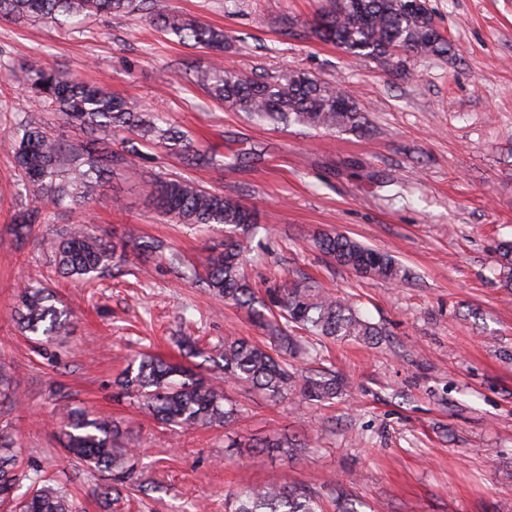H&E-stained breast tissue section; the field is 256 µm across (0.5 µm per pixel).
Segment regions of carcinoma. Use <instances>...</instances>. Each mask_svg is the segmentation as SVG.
<instances>
[{"label": "carcinoma", "instance_id": "obj_1", "mask_svg": "<svg viewBox=\"0 0 512 512\" xmlns=\"http://www.w3.org/2000/svg\"><path fill=\"white\" fill-rule=\"evenodd\" d=\"M406 0H330L315 20L311 32L354 56L388 60L392 49L404 46L417 55L445 56L450 42L433 27V18L421 0L409 11ZM154 0H0V17L31 18L55 24H79L98 14L142 11L174 41L224 52V32L203 23L169 13L153 12ZM18 81L42 107H50L68 124L95 137L98 147L68 144L48 125L27 119L11 132L14 159L26 190V205L14 219V233L22 242L32 227L48 221L47 208L66 202L74 207L92 195L112 172L138 155L133 142L141 141L184 156L194 166H207L211 158L193 149L188 136L159 125V117L112 95L104 87L65 77L37 59L25 61ZM194 82L233 112H243L255 122L273 127L297 124L315 130L349 131L362 127L364 115L349 97L336 93L333 85L304 70L278 76L233 73L217 62L198 71ZM131 134L124 152L112 150V133ZM151 202L162 217L178 224L221 226L224 241L203 256L202 287L227 304L245 308L268 332L263 343L226 336L206 348L195 339L181 336L180 348L189 357H201L208 374L202 376L179 362L149 354L134 356L116 377L114 385L133 399L138 408L159 423L182 430L226 426L240 410L226 388L243 387L271 402L293 395L328 402L342 392L345 379L332 370L304 376L288 364V349L294 339L288 331L300 329L318 339L355 337L372 341L377 326L362 319L353 304L305 281L293 282L266 292L260 299L244 270L250 250L254 213L240 202L202 188L189 179L153 176ZM127 237L144 253L160 251L162 245L146 240L135 229ZM320 250L340 266L373 279L398 281L401 269L388 254L372 249L340 233H321ZM56 272L66 278L92 282L112 264V244L87 224H73L57 240L48 242ZM503 286L512 288V241L494 248ZM16 319L25 333L41 336L48 344L61 343L68 319L46 288L27 284L18 294ZM17 377L0 366V402L17 403ZM59 440L66 455L91 468L112 474L114 485L102 492L117 508L128 490L143 487L138 469L139 454L130 428L109 416L91 415L79 406L66 404L59 421ZM255 455L281 453L290 456L298 444L285 434H273L248 442ZM20 491L16 442L8 426L0 428V498L15 502L16 512H71L67 489L43 470L28 477ZM224 512H327L321 495L296 483H245L227 494Z\"/></svg>", "mask_w": 512, "mask_h": 512}]
</instances>
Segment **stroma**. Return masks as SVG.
I'll return each instance as SVG.
<instances>
[{
  "label": "stroma",
  "mask_w": 512,
  "mask_h": 512,
  "mask_svg": "<svg viewBox=\"0 0 512 512\" xmlns=\"http://www.w3.org/2000/svg\"><path fill=\"white\" fill-rule=\"evenodd\" d=\"M327 0H155L157 11L224 31L230 71L301 69L363 111L367 132L273 128L230 112L194 82L211 51L170 41L146 13L101 14L65 29L0 18V364L16 372L20 405L0 404L22 471L66 486L73 512H107L103 474L68 461L59 405L75 403L130 424L150 485L129 512H224L240 484L299 482L343 489L361 512H512V290L494 272L495 240L512 238V0H427L452 45L448 56L357 58L310 31ZM104 85L186 132L212 156L188 165L159 147L114 168L86 210L122 260L89 287L54 273L46 240L76 223L54 209L25 242L13 234L24 192L8 136L26 117L64 141L82 132L37 108L15 79L27 59ZM188 177L248 206L258 223L246 273L258 288L310 278L351 297L383 332L380 343L324 341L325 366L350 382L315 405L270 402L229 388L242 409L225 427L166 430L113 380L140 351L177 356L179 331L214 342L260 336L246 310L198 285L206 250L224 239L159 217L151 175ZM161 241L164 258L138 253L128 226ZM345 233L392 255L407 272L371 280L338 266L314 243ZM52 289L71 313L63 346L37 352L14 310L22 283ZM279 430L302 444L293 459L255 458L238 440Z\"/></svg>",
  "instance_id": "stroma-1"
}]
</instances>
